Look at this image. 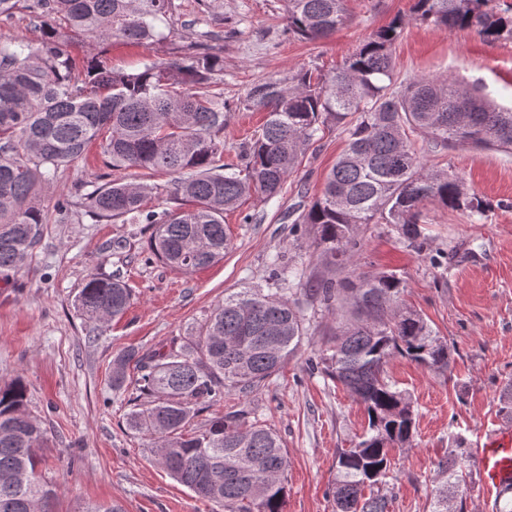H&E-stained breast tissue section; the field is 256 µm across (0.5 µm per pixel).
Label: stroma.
Listing matches in <instances>:
<instances>
[{"mask_svg":"<svg viewBox=\"0 0 512 512\" xmlns=\"http://www.w3.org/2000/svg\"><path fill=\"white\" fill-rule=\"evenodd\" d=\"M168 38L144 49L109 41L96 49L108 64L132 68L154 56L171 58L191 33L224 59V161L239 164L243 143L263 122L259 112L234 105L250 85L303 67L331 72L395 17L406 20L394 45L395 79H459L490 103L512 109V38L488 40L472 30H448L414 19V0H347L348 19L315 41L285 32L279 0H175ZM346 145L339 128L324 132L272 200L245 199L224 222L233 247L220 262L185 274L149 257V232L140 224L98 219L87 212L81 188L102 183L109 169L98 145L60 170L36 202L45 216L39 245L9 278L0 277V387L22 380L27 407L45 430L40 469L52 490V512H83L120 502L125 512H223L175 481L158 463L147 435L127 415L133 381L112 390V362L125 350L151 349L184 338L206 321L225 296L271 285L270 254L285 266L321 271L305 231L288 214L308 207ZM429 165L461 177L469 192L490 202L484 218L433 205L422 209L423 252L405 247L387 224L364 226L361 268L391 271L406 284L404 303L453 347L449 370L422 367L397 356L386 374L405 390L416 414L412 447L394 451L384 488L388 512H430L438 464L456 436L478 448L506 429L499 395L512 379V153L468 147L427 153ZM71 195L72 213L55 206ZM254 223H244L245 215ZM117 274L132 290L131 305L103 325L79 310L76 296L90 274ZM308 333L298 351L260 393L227 395L198 414L200 429L216 415L242 411L270 426L288 452L284 512H335L328 494L338 449L363 435V407L342 386L307 369L331 343L336 314L308 309Z\"/></svg>","mask_w":512,"mask_h":512,"instance_id":"stroma-1","label":"stroma"}]
</instances>
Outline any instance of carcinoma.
Returning a JSON list of instances; mask_svg holds the SVG:
<instances>
[{
  "label": "carcinoma",
  "instance_id": "cac0c4a2",
  "mask_svg": "<svg viewBox=\"0 0 512 512\" xmlns=\"http://www.w3.org/2000/svg\"><path fill=\"white\" fill-rule=\"evenodd\" d=\"M288 34L318 40L345 23L346 0H281ZM490 0H415V19L487 37L512 36V17L487 8ZM24 10L41 29L39 46L0 39V275L19 271L41 239L43 214L35 199L58 171L95 140L114 170L162 171L171 206L146 210L159 187L113 179L87 194L100 219L145 224L150 250L185 274L224 258L232 247L224 212L245 196L275 198L322 127L346 134V149L329 170L321 194L296 219L312 233L319 276L301 271L305 301L288 297L282 256L271 261L276 287L224 298L197 335L149 350L130 349L115 360L112 388L128 369L136 373L135 409L127 423L146 432L159 464L196 495L224 512H284L288 454L266 424L242 423L244 414L213 417L190 430L205 407L224 396L256 394L282 369L307 334L306 306L340 311L334 341L308 359L342 386L367 413L366 432L338 453L331 494L336 512H387L385 496L370 494L384 482L395 448L412 446L416 417L408 396L384 377L393 357L445 371L452 349L418 314L400 308L405 282L392 272L360 270L361 226L388 224L406 247L423 249L421 207L437 205L482 218L490 205L467 191L455 174L429 168L410 134L428 150H512V111L496 109L454 79L419 77L396 84L393 46L405 20L395 18L369 37L329 75L301 69L254 83L238 109L263 112L259 133L242 146V169L224 167L227 108L219 89L224 59L189 42L170 59L145 60L133 70L89 54L78 62L67 51L73 35L119 39L151 48L158 23L172 18L174 0H0V18ZM131 289L117 278L89 276L77 302L101 324L120 318ZM499 413L512 422V378ZM45 432L27 409L16 380L0 388V512H48L51 490L37 467ZM473 457L457 439L438 472L431 512H463L458 491Z\"/></svg>",
  "mask_w": 512,
  "mask_h": 512
}]
</instances>
